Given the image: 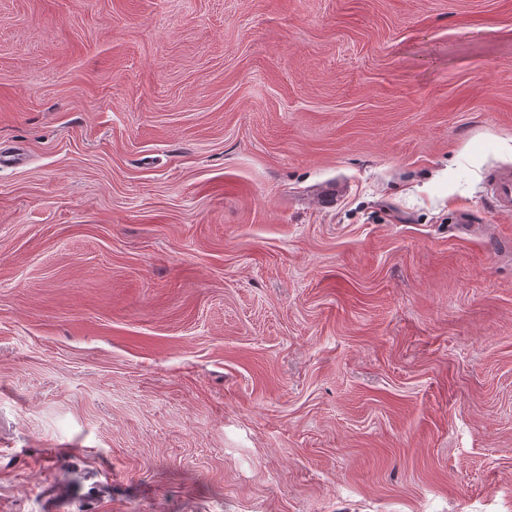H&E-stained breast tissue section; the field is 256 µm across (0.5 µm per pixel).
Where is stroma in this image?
I'll use <instances>...</instances> for the list:
<instances>
[{"instance_id":"stroma-1","label":"stroma","mask_w":512,"mask_h":512,"mask_svg":"<svg viewBox=\"0 0 512 512\" xmlns=\"http://www.w3.org/2000/svg\"><path fill=\"white\" fill-rule=\"evenodd\" d=\"M3 154L0 512H512V0H0ZM489 191L500 214L512 215V169L497 171L489 182Z\"/></svg>"}]
</instances>
